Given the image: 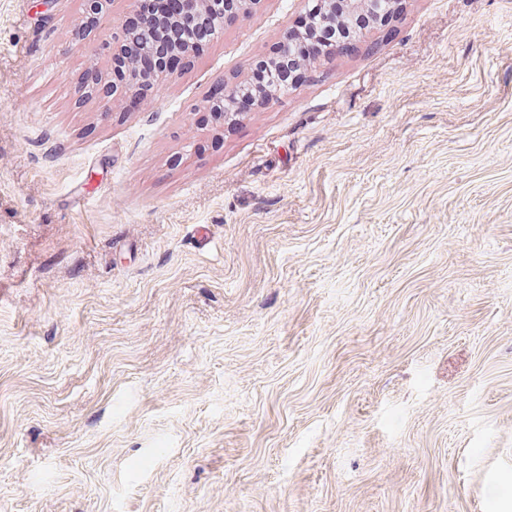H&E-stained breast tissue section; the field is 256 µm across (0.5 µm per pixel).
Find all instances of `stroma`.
<instances>
[{
  "mask_svg": "<svg viewBox=\"0 0 512 512\" xmlns=\"http://www.w3.org/2000/svg\"><path fill=\"white\" fill-rule=\"evenodd\" d=\"M133 0H0V512H512V0H400L220 123L307 0L85 92Z\"/></svg>",
  "mask_w": 512,
  "mask_h": 512,
  "instance_id": "35a3bbf8",
  "label": "stroma"
}]
</instances>
